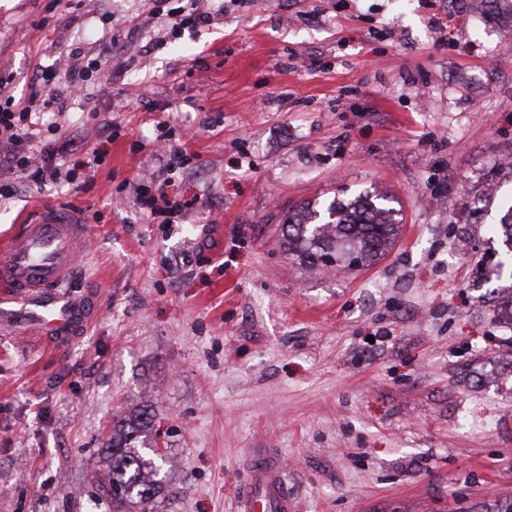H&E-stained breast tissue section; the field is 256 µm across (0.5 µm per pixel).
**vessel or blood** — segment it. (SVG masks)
<instances>
[{
	"label": "vessel or blood",
	"mask_w": 512,
	"mask_h": 512,
	"mask_svg": "<svg viewBox=\"0 0 512 512\" xmlns=\"http://www.w3.org/2000/svg\"><path fill=\"white\" fill-rule=\"evenodd\" d=\"M88 246L84 225L46 207L45 216L23 225L0 247V325L18 335L37 332L56 349L82 337L98 312L97 298L83 301L61 293L78 258ZM254 487L242 512H290L277 466L258 463Z\"/></svg>",
	"instance_id": "b4317fda"
}]
</instances>
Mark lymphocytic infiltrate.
Returning a JSON list of instances; mask_svg holds the SVG:
<instances>
[{"label": "lymphocytic infiltrate", "mask_w": 512, "mask_h": 512, "mask_svg": "<svg viewBox=\"0 0 512 512\" xmlns=\"http://www.w3.org/2000/svg\"><path fill=\"white\" fill-rule=\"evenodd\" d=\"M114 36L102 37L97 58L86 64H70L65 82H55L52 75H43L41 83L32 84L27 98H16L8 79L0 78V159L9 173L24 175L30 182L41 186L46 183L66 182L73 191L83 190L75 169L64 168L61 154H73L81 144L73 137H61L60 128L46 125L43 117L49 112H64L73 98L89 95L88 80L98 71L100 61L114 53ZM157 172L150 176L136 175L133 179V203L150 217L171 219L180 215L184 204L179 200L157 198L153 187L163 186L165 175L175 168L173 157L157 156Z\"/></svg>", "instance_id": "obj_1"}]
</instances>
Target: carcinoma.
<instances>
[{
    "instance_id": "cac0c4a2",
    "label": "carcinoma",
    "mask_w": 512,
    "mask_h": 512,
    "mask_svg": "<svg viewBox=\"0 0 512 512\" xmlns=\"http://www.w3.org/2000/svg\"><path fill=\"white\" fill-rule=\"evenodd\" d=\"M399 213L366 191L352 199H333L322 222L316 221L317 210L310 205L294 208L282 224L281 238L302 264L357 268L382 257L394 244L401 227ZM500 229L505 250L497 261L498 273L512 276V219ZM150 424L141 414L129 415L112 432L104 483L112 512H131V504L151 502L162 489L157 462L164 461L165 454L148 439Z\"/></svg>"
}]
</instances>
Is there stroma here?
Segmentation results:
<instances>
[{
  "label": "stroma",
  "instance_id": "1",
  "mask_svg": "<svg viewBox=\"0 0 512 512\" xmlns=\"http://www.w3.org/2000/svg\"><path fill=\"white\" fill-rule=\"evenodd\" d=\"M149 0H0V75L122 39L97 99L46 114L86 147L118 132L86 191L27 185L0 239L42 205L81 209L69 291L97 296L64 351L0 329V512H112L95 475L115 414L154 406L168 455L153 512H237L255 464L293 512H496L512 498V325L491 231L512 204V0H223L180 38ZM107 108L96 111L97 100ZM183 153L162 224L130 199L157 149ZM394 196L391 249L307 267L289 210Z\"/></svg>",
  "mask_w": 512,
  "mask_h": 512
}]
</instances>
